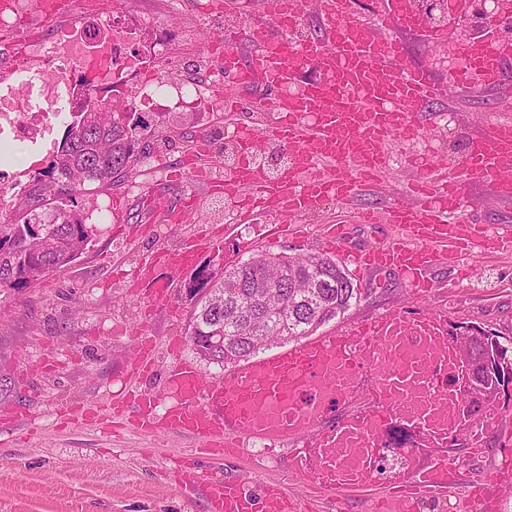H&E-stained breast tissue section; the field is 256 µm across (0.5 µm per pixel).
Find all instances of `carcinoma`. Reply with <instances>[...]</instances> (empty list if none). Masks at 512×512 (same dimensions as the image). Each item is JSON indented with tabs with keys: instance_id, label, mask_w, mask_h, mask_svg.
I'll use <instances>...</instances> for the list:
<instances>
[{
	"instance_id": "carcinoma-1",
	"label": "carcinoma",
	"mask_w": 512,
	"mask_h": 512,
	"mask_svg": "<svg viewBox=\"0 0 512 512\" xmlns=\"http://www.w3.org/2000/svg\"><path fill=\"white\" fill-rule=\"evenodd\" d=\"M94 96L71 112L65 132L46 166L33 175L0 224V306L12 293L29 288L75 262L98 233L78 209L90 186L112 183L150 156L152 147L132 113L89 110ZM192 301L188 342L209 364L245 361L269 344L311 335L352 305L358 289L336 260L322 254L293 256L258 252L231 269L202 266L188 283ZM224 336L222 345L213 337ZM457 356L471 368L473 385L458 395L466 416L455 436L483 427L485 406L499 394L503 377L512 373V345L480 327L455 333Z\"/></svg>"
}]
</instances>
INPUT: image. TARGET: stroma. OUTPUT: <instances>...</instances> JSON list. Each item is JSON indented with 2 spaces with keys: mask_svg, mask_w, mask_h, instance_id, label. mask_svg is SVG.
I'll use <instances>...</instances> for the list:
<instances>
[{
  "mask_svg": "<svg viewBox=\"0 0 512 512\" xmlns=\"http://www.w3.org/2000/svg\"><path fill=\"white\" fill-rule=\"evenodd\" d=\"M211 20L200 12L202 0H175L172 11L146 7L145 17L169 30L179 55L168 79H201L211 67L207 43L231 25L245 27L259 7ZM512 100V76L497 87L447 97L420 118V134L434 147L439 164L450 165L471 140L487 130L502 101ZM153 145L149 160L114 178L108 188L85 195L79 207L100 231L84 253L41 283L16 291L0 308V512H206L197 475L242 479L252 495L270 482L281 484L313 512H370L376 499L394 492L390 472L374 476L359 493L326 491L304 481L295 466L308 439L280 446L252 441L242 455L215 459L199 453L191 436L158 429L113 431V403L124 416L140 410L139 398L156 397V414L175 403L167 384L179 363L196 366L214 385H223L224 368L201 362L188 343L190 302L187 284L194 266L223 262L232 266L259 251L307 255L321 252L325 227H343L350 249L384 243L396 229L390 224H360L364 208L385 206L412 173L403 156L407 145L393 141L394 159L381 183L347 204H323L292 217L291 234L278 218L257 216L237 224L227 218V202L208 182L188 174L187 148L199 134L212 138L214 154L224 151L228 117L218 103L139 111ZM160 207L147 208L144 191ZM463 215L487 232L512 225V198L499 197L492 182H473ZM219 241V249L197 250L193 265L159 264L201 238ZM430 291L419 295L391 271H352L360 298L318 330L326 336L375 315L396 311L439 314L448 325H474L512 338V249L472 245L460 263L445 261L427 271ZM162 280L171 286L167 307L150 306V288ZM156 340L152 372L130 384L140 338ZM84 407L86 417L64 424L60 407ZM456 470L452 492L420 491L414 512H463L472 490L483 489L493 512H512V495L499 493L502 471L512 466V392L500 398V416L477 444L447 447Z\"/></svg>",
  "mask_w": 512,
  "mask_h": 512,
  "instance_id": "1",
  "label": "stroma"
}]
</instances>
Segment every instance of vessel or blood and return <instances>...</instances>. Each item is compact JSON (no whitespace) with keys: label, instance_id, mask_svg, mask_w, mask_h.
Returning <instances> with one entry per match:
<instances>
[{"label":"vessel or blood","instance_id":"1","mask_svg":"<svg viewBox=\"0 0 512 512\" xmlns=\"http://www.w3.org/2000/svg\"><path fill=\"white\" fill-rule=\"evenodd\" d=\"M304 7L303 0H272L249 24V54H240L238 36L229 29L209 45L220 70L233 79L232 89L224 93L225 111L235 110L239 90H252V109L275 116L265 127L267 137L288 157L279 175H269L256 162L255 127L245 124L236 130L233 167L215 178L205 162L211 142L199 136L195 155L200 162L193 175L211 177L216 190L237 202L245 221L257 212L290 216L321 200L346 201L376 185L389 165L386 140L414 138L418 116L430 102L449 95L451 86H498L512 65V43L499 41L496 31H483L463 46L465 67L451 83L440 82L430 67L409 62L396 36L377 35L356 23L353 0H320L321 38L294 44L289 34L301 23ZM380 11L392 27L413 29L431 45L449 38L447 29L424 22L413 0H382ZM310 69L316 78L303 81ZM457 167V174L436 181H408L402 199L383 215L363 214L366 224L382 219L398 225L400 236L385 247L349 251L342 231L333 227L325 235L327 249L360 269H390L415 292L427 293L428 269L484 235L480 225L461 215L465 184L490 179L500 196L512 197V121L492 124L469 145ZM406 325L405 318L389 312L350 331L282 347L228 369L220 389L192 365L182 364L170 377L177 403L161 422L150 420L154 400L142 398L146 427L159 424L190 433L208 450L226 454L236 453L245 440L277 444L317 431L320 441L304 466L307 479L326 490H358L370 477L359 462L362 449L374 447L393 421L405 419L428 441L448 444L447 409L418 406L406 398L414 387L437 398L436 387L408 356L420 351L434 372L447 376L448 339L402 335ZM365 385L376 396L371 411L345 413L346 403ZM454 479L447 457L439 456L404 475L405 494L385 501L382 512H412V491L447 489ZM206 509L299 512L300 504L277 485L265 486L257 500L242 482L222 479L214 482Z\"/></svg>","mask_w":512,"mask_h":512}]
</instances>
